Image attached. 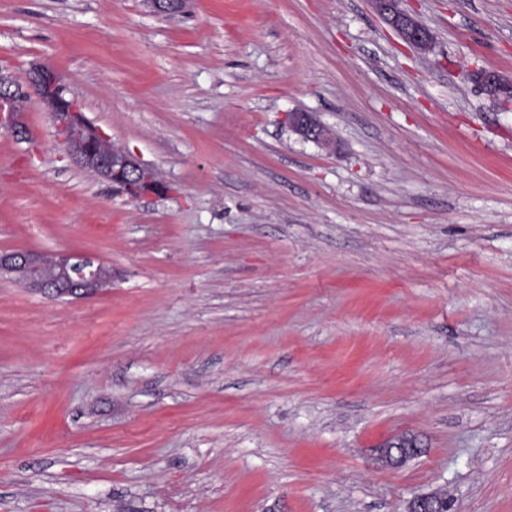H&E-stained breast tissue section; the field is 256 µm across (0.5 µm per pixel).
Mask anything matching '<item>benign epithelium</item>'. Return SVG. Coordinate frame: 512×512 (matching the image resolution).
I'll return each mask as SVG.
<instances>
[{
	"label": "benign epithelium",
	"instance_id": "benign-epithelium-1",
	"mask_svg": "<svg viewBox=\"0 0 512 512\" xmlns=\"http://www.w3.org/2000/svg\"><path fill=\"white\" fill-rule=\"evenodd\" d=\"M376 11L411 46L428 51L429 29L400 8V0H373ZM474 83L482 90L497 89L503 97L512 96V88L502 83L498 74L486 69L473 73ZM28 87L44 105L66 155L79 167L112 183L131 200L161 196L169 188L155 171L138 156L124 148H108L110 137L85 116L75 99L66 96L58 73L46 65L35 66ZM291 129L307 141L327 140L326 128L308 112L288 113ZM15 274L28 288L57 296L86 297L112 285V268L87 259L72 260L67 256L49 258L33 251L0 253V274ZM379 460L399 465L420 452L415 436L401 434L380 444ZM446 503L431 493L415 495L408 512H443Z\"/></svg>",
	"mask_w": 512,
	"mask_h": 512
}]
</instances>
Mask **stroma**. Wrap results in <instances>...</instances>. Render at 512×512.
<instances>
[{"label": "stroma", "instance_id": "obj_1", "mask_svg": "<svg viewBox=\"0 0 512 512\" xmlns=\"http://www.w3.org/2000/svg\"><path fill=\"white\" fill-rule=\"evenodd\" d=\"M403 7L429 51L371 0H0V73L169 187L73 164L36 96L0 129V251L112 268L0 276V512H512V100L472 80L512 82V0ZM379 15L391 25L400 37L411 46L421 51L431 48L429 29L415 17L400 8V0H373ZM28 87L44 105L66 155L76 165L116 185L130 200L168 193L167 185L138 156L124 148L106 147L110 137L86 118L75 99L66 96L53 68L33 67ZM474 83L482 90L487 91L491 89H498L505 98H511V90L507 84H503L498 74L494 71L486 69H478L473 73ZM291 129L307 141L323 142L327 140L326 128L308 112H292L288 115ZM2 273L17 275L27 288L57 296L86 297L112 285V268L104 263L72 261L67 256L48 258L33 251L0 253ZM378 448H382L379 454V460L387 465H399L420 452V446L415 436L401 434L381 443Z\"/></svg>", "mask_w": 512, "mask_h": 512}]
</instances>
